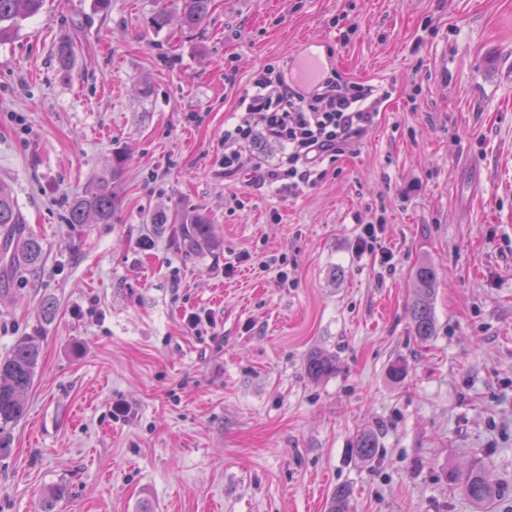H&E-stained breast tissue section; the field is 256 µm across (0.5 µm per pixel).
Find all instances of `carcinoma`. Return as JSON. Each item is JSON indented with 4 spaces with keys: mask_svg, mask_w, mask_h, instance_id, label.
I'll list each match as a JSON object with an SVG mask.
<instances>
[{
    "mask_svg": "<svg viewBox=\"0 0 512 512\" xmlns=\"http://www.w3.org/2000/svg\"><path fill=\"white\" fill-rule=\"evenodd\" d=\"M173 10L162 8L152 14L148 25L155 31L165 29L172 15H177L187 29H198L208 19L211 0H171ZM44 0H0V41L15 36L22 22L38 15ZM74 54L72 37H63L57 47L62 67H67ZM117 203L112 183L98 181L82 195L69 203L67 221L70 224H108ZM26 216L10 184L0 179V283L37 269L43 250L39 240L26 228ZM184 240L211 239V225L204 217H194L183 228ZM436 268L429 262L421 263L413 280L415 295L410 308L412 329L416 339L428 341L435 330V315L430 298L436 282ZM40 352L37 345L27 339L18 340L10 353L0 358V434L20 422L26 413L25 395L34 383ZM336 371L335 360L328 354L313 350L305 359L307 377L318 382ZM380 451L377 436L364 430L356 437L351 453L363 462L375 459ZM463 491L476 504H483L496 495L485 478L483 466L475 463L459 478ZM327 512H351V491L338 486L332 491Z\"/></svg>",
    "mask_w": 512,
    "mask_h": 512,
    "instance_id": "obj_1",
    "label": "carcinoma"
}]
</instances>
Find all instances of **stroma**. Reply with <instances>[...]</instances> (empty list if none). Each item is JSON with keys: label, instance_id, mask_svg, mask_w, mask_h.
Returning a JSON list of instances; mask_svg holds the SVG:
<instances>
[{"label": "stroma", "instance_id": "35a3bbf8", "mask_svg": "<svg viewBox=\"0 0 512 512\" xmlns=\"http://www.w3.org/2000/svg\"><path fill=\"white\" fill-rule=\"evenodd\" d=\"M164 3L46 0L0 42V177L44 251L0 293V356L25 337L41 351L0 440V512H41L60 485L54 512H326L340 484L354 512H512V0H212L200 29L157 33ZM313 38L373 86V127L294 196L225 176L253 72L292 71ZM100 178L110 223H68ZM160 212L205 216L215 242L185 245ZM271 255L287 284L260 269ZM192 313L213 325L187 330ZM314 349L336 357L317 384ZM364 429L369 463L351 454ZM477 461L507 489L481 508L452 479ZM436 276V268L426 261L416 268L413 275L416 289L410 308V317L414 336L422 343L434 335L435 315L430 298L434 290ZM379 451L378 438L370 430L360 432L351 448L352 455L363 462L373 461Z\"/></svg>", "mask_w": 512, "mask_h": 512}]
</instances>
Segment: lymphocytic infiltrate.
Instances as JSON below:
<instances>
[{
	"mask_svg": "<svg viewBox=\"0 0 512 512\" xmlns=\"http://www.w3.org/2000/svg\"><path fill=\"white\" fill-rule=\"evenodd\" d=\"M251 85V94L241 99L240 112L224 130V171L249 170L241 146L264 136L281 148L266 177L291 195L323 179L326 163L335 162L354 138L369 131L378 115L379 100L371 86L336 74L304 91L265 66L255 72Z\"/></svg>",
	"mask_w": 512,
	"mask_h": 512,
	"instance_id": "f902f5d3",
	"label": "lymphocytic infiltrate"
}]
</instances>
